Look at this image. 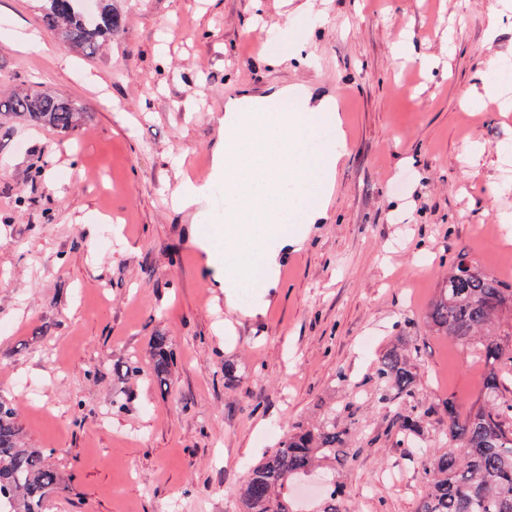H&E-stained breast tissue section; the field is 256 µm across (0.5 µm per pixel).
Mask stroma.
Returning a JSON list of instances; mask_svg holds the SVG:
<instances>
[{
    "label": "stroma",
    "mask_w": 512,
    "mask_h": 512,
    "mask_svg": "<svg viewBox=\"0 0 512 512\" xmlns=\"http://www.w3.org/2000/svg\"><path fill=\"white\" fill-rule=\"evenodd\" d=\"M497 5L116 0L124 24L91 57L38 0H0V29L52 49L0 41V98L34 87L87 114L71 133L0 121V397L53 452L48 512H236L249 465L330 412L357 450L344 512H416L423 459L396 447L372 376L387 350L406 360L425 448L441 445L443 401L481 403L483 364L425 316L459 253L512 284L497 222L512 212V111L466 103L485 60L512 56V14L487 39ZM284 11L302 53L276 65ZM292 82L342 99L345 152L325 222L231 309L197 247L224 246L216 197L182 210L172 194L219 144L229 98ZM157 336L176 353L164 390Z\"/></svg>",
    "instance_id": "obj_1"
}]
</instances>
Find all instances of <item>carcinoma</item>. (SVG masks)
Returning <instances> with one entry per match:
<instances>
[{
  "instance_id": "cac0c4a2",
  "label": "carcinoma",
  "mask_w": 512,
  "mask_h": 512,
  "mask_svg": "<svg viewBox=\"0 0 512 512\" xmlns=\"http://www.w3.org/2000/svg\"><path fill=\"white\" fill-rule=\"evenodd\" d=\"M44 24L60 39L87 55L96 56L124 23L112 0H98L103 12L90 16L84 0H39ZM25 120L60 132L77 129L84 112L77 101L28 88L0 99V120ZM512 311V287H505L469 255H458L438 288L427 318L436 331L469 348L486 366L482 404L462 415L452 401L445 402L448 449L425 458L424 481L417 512H512V397L503 385L512 381V345L498 339L502 312ZM154 374L164 382L173 353L164 336L154 339ZM375 378L381 398L403 403L412 397L414 374L400 353L391 350L377 360ZM398 448H415L422 429L420 413L404 408L398 413ZM356 451L348 447L346 431L330 415L312 427L301 426L278 447L253 465L239 495V512H299L294 488L302 477L336 465H349ZM333 491L313 512H341L343 486L331 481ZM61 489L59 472L42 448L24 440L13 403L0 398V498L9 512H45L52 494Z\"/></svg>"
}]
</instances>
